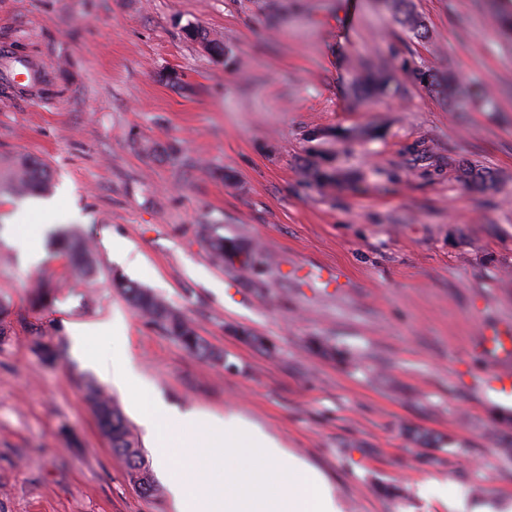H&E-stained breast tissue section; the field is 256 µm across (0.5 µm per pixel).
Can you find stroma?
<instances>
[{"mask_svg": "<svg viewBox=\"0 0 512 512\" xmlns=\"http://www.w3.org/2000/svg\"><path fill=\"white\" fill-rule=\"evenodd\" d=\"M410 7L426 39L389 0H0V170L39 159L55 201L31 212L0 191V512H175L161 473L155 495L138 492L86 400L105 388L154 460L129 395L72 343V325L105 322L170 408L258 426L341 512H448L439 483L470 512L512 502L497 451L512 393L474 390L491 366L482 337L512 339L506 0ZM368 60L392 68L395 94L358 92ZM413 70L455 72L491 101L451 102ZM463 158L495 186L465 183ZM23 214L91 239L92 272L51 250L25 264ZM203 224L251 270L234 252L213 264ZM41 276L60 290L35 308ZM123 281L184 312L214 357L136 314ZM395 20L401 26L412 31L417 37L424 38L426 35L425 26L415 17L408 8L407 0H392Z\"/></svg>", "mask_w": 512, "mask_h": 512, "instance_id": "1", "label": "stroma"}]
</instances>
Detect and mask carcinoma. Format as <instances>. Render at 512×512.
<instances>
[{
  "label": "carcinoma",
  "instance_id": "1",
  "mask_svg": "<svg viewBox=\"0 0 512 512\" xmlns=\"http://www.w3.org/2000/svg\"><path fill=\"white\" fill-rule=\"evenodd\" d=\"M395 20L401 26L412 31L417 37L426 35L425 26L415 17L408 8V0H392ZM414 79L421 82L428 81L436 87L438 92L453 97L455 87L449 81L439 79L436 75L427 72H416ZM395 76L386 66L372 63L366 66V75L361 84V91L367 97L378 98L389 94L393 89ZM459 170L464 181L483 188L494 185L492 173L483 170L467 161L459 163ZM49 175L43 163L32 157L17 158L6 178L0 179V186L17 195H27L47 187ZM202 237L207 241L212 260L222 265L226 262L229 250L235 244L218 234L215 229L206 225L202 227ZM63 252L75 264L86 263L92 251L83 238L66 239L62 246ZM124 294L133 309L157 324L170 336L174 337L186 350L202 357L214 356V351L198 335L193 322L178 309L167 304L161 297L151 290L138 287L131 283H120ZM55 289L40 283L32 291L31 303L35 307L45 306L53 298ZM87 397L96 415L99 427L109 439L112 450L121 455L129 470V475L138 490L151 496L156 492V486L149 468L145 463L141 449L135 446L130 438L129 429L121 411L112 404V400L105 396L102 390L95 386L87 389Z\"/></svg>",
  "mask_w": 512,
  "mask_h": 512
}]
</instances>
